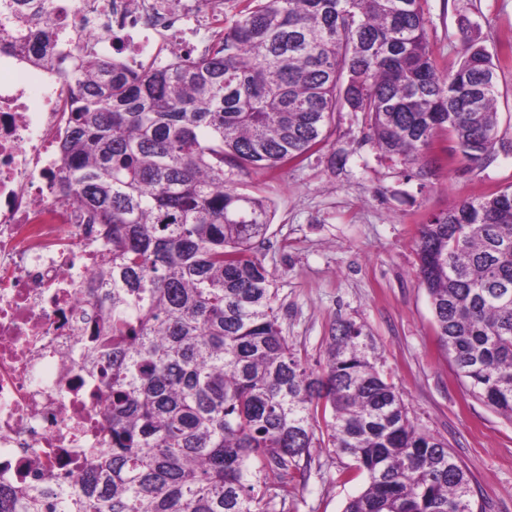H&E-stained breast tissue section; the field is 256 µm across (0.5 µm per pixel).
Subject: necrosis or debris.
<instances>
[{"label": "necrosis or debris", "mask_w": 512, "mask_h": 512, "mask_svg": "<svg viewBox=\"0 0 512 512\" xmlns=\"http://www.w3.org/2000/svg\"><path fill=\"white\" fill-rule=\"evenodd\" d=\"M45 3L62 53L88 47L134 71L194 53L224 19V0ZM14 9L0 0V495L34 492L54 512L63 486L110 450L101 374L81 360L107 249L58 189L69 83L23 58Z\"/></svg>", "instance_id": "4bbe7bcc"}]
</instances>
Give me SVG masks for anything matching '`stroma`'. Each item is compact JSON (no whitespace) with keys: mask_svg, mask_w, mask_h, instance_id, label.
Instances as JSON below:
<instances>
[{"mask_svg":"<svg viewBox=\"0 0 512 512\" xmlns=\"http://www.w3.org/2000/svg\"><path fill=\"white\" fill-rule=\"evenodd\" d=\"M429 46L440 69L456 68L464 41L512 54V0H425ZM425 180L363 141L360 119L337 114L324 148L302 163L237 176L245 192L274 206L257 252L273 286L283 333L311 369L337 319L364 325L382 370L409 416L448 444L469 473L476 504L512 512V421L473 397L435 336L425 288L417 279L419 231L437 212L512 185V152L473 165L446 154ZM346 155L332 166V153ZM366 482L348 457L311 451L304 476L289 488L284 512H342Z\"/></svg>","mask_w":512,"mask_h":512,"instance_id":"obj_1","label":"stroma"}]
</instances>
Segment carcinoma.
<instances>
[{
  "instance_id": "carcinoma-1",
  "label": "carcinoma",
  "mask_w": 512,
  "mask_h": 512,
  "mask_svg": "<svg viewBox=\"0 0 512 512\" xmlns=\"http://www.w3.org/2000/svg\"><path fill=\"white\" fill-rule=\"evenodd\" d=\"M202 54L130 74L92 54L60 193L100 225L98 330L83 364L111 395L112 453L65 489L61 512H276L279 491L327 444L367 474L343 512H485L471 480L408 416L363 326L337 320L325 365L288 343L255 252L270 206L234 176L303 162L338 112L408 177L439 134L482 164L499 138V71L481 45L441 73L421 0H243ZM25 50L55 68L46 26ZM418 277L436 336L469 392L512 420V189L422 225Z\"/></svg>"
}]
</instances>
